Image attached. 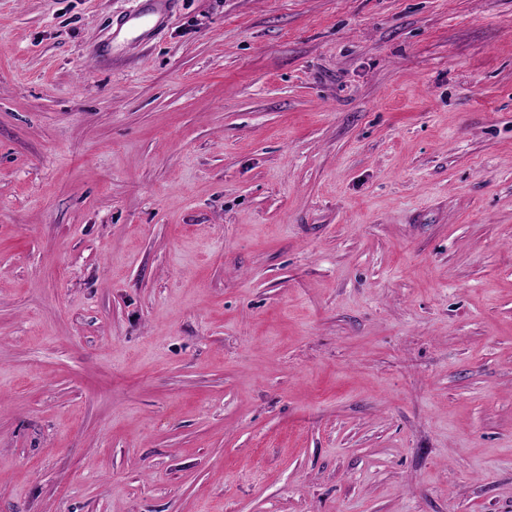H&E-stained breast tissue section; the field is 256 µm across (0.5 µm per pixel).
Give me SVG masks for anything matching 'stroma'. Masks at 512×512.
Wrapping results in <instances>:
<instances>
[{
    "mask_svg": "<svg viewBox=\"0 0 512 512\" xmlns=\"http://www.w3.org/2000/svg\"><path fill=\"white\" fill-rule=\"evenodd\" d=\"M0 0V512H512V0Z\"/></svg>",
    "mask_w": 512,
    "mask_h": 512,
    "instance_id": "obj_1",
    "label": "stroma"
}]
</instances>
